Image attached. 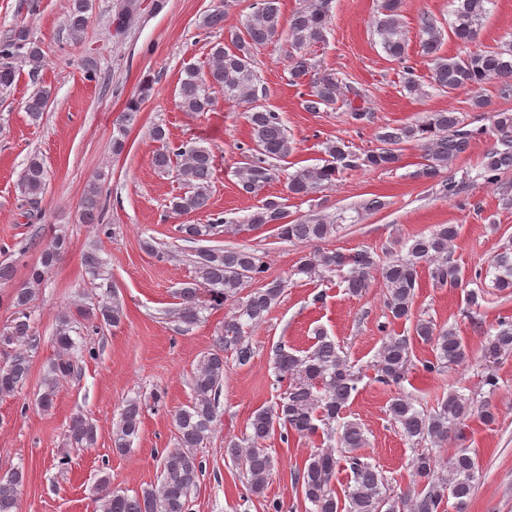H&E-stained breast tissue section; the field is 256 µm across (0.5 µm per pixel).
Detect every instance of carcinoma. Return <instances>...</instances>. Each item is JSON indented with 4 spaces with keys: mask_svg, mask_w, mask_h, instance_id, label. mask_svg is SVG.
<instances>
[{
    "mask_svg": "<svg viewBox=\"0 0 512 512\" xmlns=\"http://www.w3.org/2000/svg\"><path fill=\"white\" fill-rule=\"evenodd\" d=\"M333 0H304L282 23L280 0H257L253 11L239 26L225 30L224 43L217 44L212 61L204 73L188 68L179 86V107L185 112H207L213 105L210 90H224L227 101L248 105L247 121L251 129V145L244 155L245 161L236 168L235 175L241 189L256 194L267 184L286 175L288 193L294 198H305L333 185L345 170L369 168L391 170L400 160L403 145L420 148L425 163L417 176L427 182L441 185L444 197L451 199L461 192L460 183L448 175L453 162L466 153L473 140L492 133L495 140L480 164L479 176L487 183L498 181L499 176L512 170V112H494L488 127H471L453 111L427 112L418 121L388 125L378 133L381 147L364 155L344 149L337 141L325 143L326 158L321 165L302 166L288 172L281 163L288 160L295 149L279 113L256 104L258 76L252 68L255 51L270 42L283 40L288 47L289 82L294 86H307L302 105L308 112H324L338 102L351 106V118L360 123L370 119L365 109L353 106L361 97L359 91L343 83L331 71H319L308 57V48L324 41L332 14ZM490 0H454V19L451 34L463 44L476 40L480 21L487 14ZM403 0H381L374 21V32L380 37L388 56L403 60L408 43L401 25ZM88 0H73L67 19L69 36L75 41L83 39L89 23ZM421 53L432 62L431 79L437 89L452 93L461 88H478L489 80L499 81L504 97L512 95V45L506 48L475 50L464 55H442L440 47L442 29L437 20L424 14L418 22ZM21 59L32 69L41 67L43 54L40 45L29 38L22 28L0 42V87L6 88L15 79L13 62ZM52 97V90L42 87L26 102V111L32 120L41 118ZM140 110V101L128 105L115 124L112 148H124L128 126ZM151 137L156 148L152 161L163 173L176 172L186 191L173 197L169 206L173 215L208 210L211 199L213 153L204 146L184 144L170 147L164 127H153ZM22 187L27 202H41L46 190V172L42 159L33 155L27 161ZM104 203L96 186L87 190L82 202V221L102 224ZM246 223L256 227L272 225L277 236L286 241L314 245L329 238L337 229V221L325 217H299L288 219L283 204L268 198L249 214ZM226 221L216 218L206 224H181L178 232L189 242L207 241L217 234ZM458 234L455 224H439L427 234H420L404 244L406 253H390L374 257L369 251L344 253L337 250L314 249L303 254L295 274L308 278H321L327 274H343L348 291L358 296L378 279L386 289L385 306L393 321L413 322V337L390 336L378 354V373L381 383L401 379L411 365L410 339L429 344L435 361L423 363V368L436 372L443 365L456 364L467 356L464 340L452 328L439 327L430 318L414 315L415 288L418 268L432 263V276L441 286L458 288L463 285L464 274L452 260L448 245ZM65 250V239L53 236L41 250L40 266L31 271V283L40 284L48 271L57 263ZM84 263L99 280L97 287L104 289L106 301L81 305L76 311L66 310L58 317L53 341L63 358L53 363L45 378L43 391L37 399L39 408L48 412L54 407L59 381L77 372L74 352L77 344L72 336L75 326L105 324L116 327L122 322L123 307L105 275L104 262L99 254L90 251ZM196 276L181 287L178 319L190 328L201 319L203 306L199 295L206 291L210 304L220 307L230 301L235 305L233 316L224 322V335L218 337L215 348L203 356L191 380L192 400L179 409L173 418L177 431V446L166 450L160 462V484L134 495L109 487L110 477L98 479L97 491L102 512H189V500L202 462L195 450L208 440L216 428L219 404L224 385V352L236 353L239 364L246 365L252 358L251 348L245 343V329L258 324L282 295L285 281L268 279V267L263 257L247 248H210L197 250L194 260ZM494 286L501 292L512 291V249L495 255ZM256 285L246 297L241 293L248 285ZM34 288H20L11 296L14 317L0 330V348L12 347L8 360L0 366V396L10 395L28 379L30 359L28 349L37 342L31 325ZM512 351V323L498 324L496 332L487 333L484 357L497 358L503 351ZM274 365L292 382L279 402L261 408L250 422L247 445L237 442L229 445L228 453L241 461L247 475L249 491L263 494L271 479L274 464L266 449L259 443L268 438L275 427L286 429L284 438L295 433L307 436L317 432L318 423L329 425L336 421L346 407L352 393L357 391L358 377L351 365L342 357L336 343L318 333L313 349L303 356L288 352L280 346L275 350ZM390 420L399 426L402 435L421 444L427 440L442 443L451 434L462 437L463 422L473 413L492 422L495 414L487 404L455 391L437 402V410L423 412L412 398L399 394L387 407ZM142 408L130 400L119 414L112 430L114 449L124 453L138 437ZM68 437L75 448H91L97 441V429L87 417L76 414L68 426ZM366 447V437L360 425L347 422L340 425L337 446L318 448L309 453L301 465L295 467L294 477L300 485L304 500L315 507V512H441L444 500L453 498L457 512H466L479 472V462L467 448H460L441 462L433 451L423 448L412 459L415 476L421 488L403 496L390 492L387 478L358 453ZM344 468L351 474L345 498L340 503L332 487L336 471ZM24 472L16 470L0 476V512H18Z\"/></svg>",
    "mask_w": 512,
    "mask_h": 512,
    "instance_id": "1",
    "label": "carcinoma"
}]
</instances>
